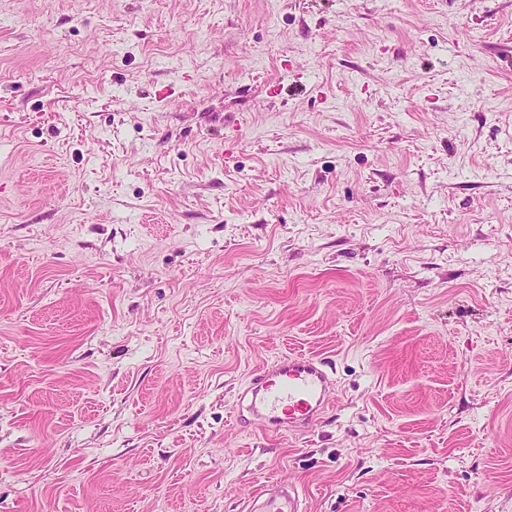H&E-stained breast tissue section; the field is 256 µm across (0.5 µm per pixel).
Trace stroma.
<instances>
[{
    "label": "stroma",
    "instance_id": "stroma-1",
    "mask_svg": "<svg viewBox=\"0 0 512 512\" xmlns=\"http://www.w3.org/2000/svg\"><path fill=\"white\" fill-rule=\"evenodd\" d=\"M270 483L512 512V0H0V512ZM335 379L321 359L296 355L266 364L239 400L242 421L252 420L273 434L303 433L315 426L334 402Z\"/></svg>",
    "mask_w": 512,
    "mask_h": 512
}]
</instances>
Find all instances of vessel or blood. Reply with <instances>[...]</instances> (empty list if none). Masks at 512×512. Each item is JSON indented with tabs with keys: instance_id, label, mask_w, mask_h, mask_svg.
Segmentation results:
<instances>
[{
	"instance_id": "1",
	"label": "vessel or blood",
	"mask_w": 512,
	"mask_h": 512,
	"mask_svg": "<svg viewBox=\"0 0 512 512\" xmlns=\"http://www.w3.org/2000/svg\"><path fill=\"white\" fill-rule=\"evenodd\" d=\"M334 391L335 379L322 360L282 356L250 380L240 395L238 414L273 434L303 433L322 419L334 402ZM249 512H302L298 491L292 486L261 491Z\"/></svg>"
}]
</instances>
